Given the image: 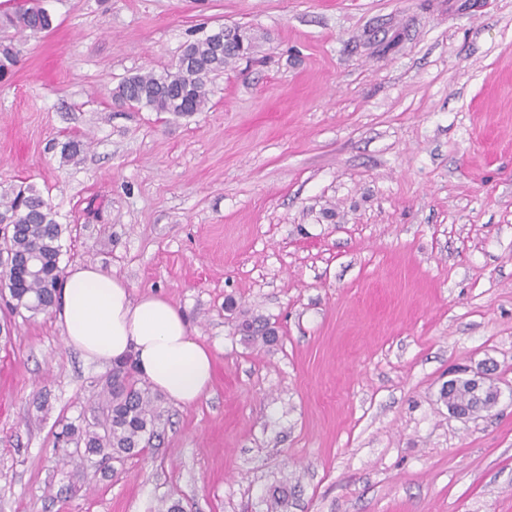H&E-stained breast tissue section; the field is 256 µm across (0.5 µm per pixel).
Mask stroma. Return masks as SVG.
<instances>
[{"label": "stroma", "mask_w": 512, "mask_h": 512, "mask_svg": "<svg viewBox=\"0 0 512 512\" xmlns=\"http://www.w3.org/2000/svg\"><path fill=\"white\" fill-rule=\"evenodd\" d=\"M40 3L49 31L0 28V195L33 185L62 264L180 308L216 376L141 455L63 477L54 435L112 367L0 302V512H269L283 483L284 512H512V0ZM224 25L257 43L203 111L114 104ZM486 365L498 403L452 416ZM268 323L258 318L244 319L238 324V330L243 335V340L247 343L262 342L271 344L276 340V336H268Z\"/></svg>", "instance_id": "obj_1"}]
</instances>
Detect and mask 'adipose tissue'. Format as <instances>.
<instances>
[{"instance_id": "obj_1", "label": "adipose tissue", "mask_w": 512, "mask_h": 512, "mask_svg": "<svg viewBox=\"0 0 512 512\" xmlns=\"http://www.w3.org/2000/svg\"><path fill=\"white\" fill-rule=\"evenodd\" d=\"M54 311L68 347L101 364L133 357L138 374L176 405H196L213 385L214 357L183 312L158 294L133 297L123 278L99 266L71 263Z\"/></svg>"}]
</instances>
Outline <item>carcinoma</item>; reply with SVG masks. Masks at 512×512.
I'll return each mask as SVG.
<instances>
[{"label":"carcinoma","instance_id":"cac0c4a2","mask_svg":"<svg viewBox=\"0 0 512 512\" xmlns=\"http://www.w3.org/2000/svg\"><path fill=\"white\" fill-rule=\"evenodd\" d=\"M0 22L21 31L39 34L52 26L51 17L32 0H14L12 10L0 14ZM19 50L0 43V80L11 75ZM239 57L237 46L215 52L214 38L208 35L183 47L174 67L161 73L135 74L112 89V100L119 105L147 108L153 112L175 115L200 112L208 96L211 75L224 70ZM0 224H14L9 247L22 258L34 259L32 271L22 280L7 276L0 284L8 289L11 308L32 314L53 308L54 292L61 273L60 255L63 227L56 213L37 189L28 185L0 196ZM268 323L258 318L245 319L238 330L247 343H273ZM445 402L488 411L495 401L479 398L467 385L443 397ZM160 399L149 386L138 385L126 366L112 368L104 384V399L92 419L82 427L62 426L56 443L63 444L57 453V467L64 471L79 469L94 457L103 460L138 456L160 437L163 413Z\"/></svg>","mask_w":512,"mask_h":512}]
</instances>
